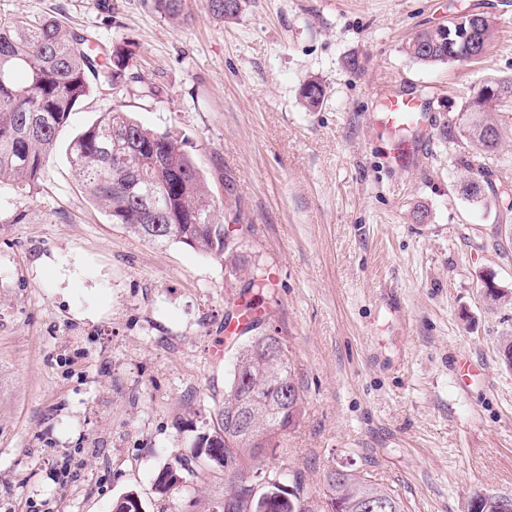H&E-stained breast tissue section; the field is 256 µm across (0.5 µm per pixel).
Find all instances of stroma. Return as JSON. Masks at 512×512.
<instances>
[{
  "instance_id": "obj_1",
  "label": "stroma",
  "mask_w": 512,
  "mask_h": 512,
  "mask_svg": "<svg viewBox=\"0 0 512 512\" xmlns=\"http://www.w3.org/2000/svg\"><path fill=\"white\" fill-rule=\"evenodd\" d=\"M112 5L0 0L2 24L55 17L134 52L130 80L78 105L38 183L0 186V512H112L131 489L143 512H183L154 480L223 402L239 299L287 339L305 394L273 466L316 495L328 470L360 472L407 512L512 493V222L493 189L462 193L460 159L479 149L459 127L486 79H512V0H245L226 20L185 0L181 24L152 0ZM462 12L493 21L482 58L406 54ZM311 80L324 88L313 111ZM388 89L437 117L406 171L368 121ZM116 104L182 140L238 214L246 267H277L268 288L135 236L82 189L68 144Z\"/></svg>"
}]
</instances>
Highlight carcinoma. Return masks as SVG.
Segmentation results:
<instances>
[{"label": "carcinoma", "instance_id": "1", "mask_svg": "<svg viewBox=\"0 0 512 512\" xmlns=\"http://www.w3.org/2000/svg\"><path fill=\"white\" fill-rule=\"evenodd\" d=\"M154 9L174 23L184 20V0H153ZM210 11L235 18L243 0H209ZM448 47V33L433 28L415 33L405 52L424 65L464 61ZM133 51L114 45L93 51L89 39L56 18L36 24H0V185L29 186L42 176L47 158L68 125L72 112L94 84L125 78ZM501 97H474L465 111L479 118L470 135L486 156L495 155L501 134L492 140L484 130L496 125L481 115L512 103V82L500 81ZM305 106L317 109L324 89L311 80L300 91ZM69 162L92 200L104 207L114 224L155 244L179 243L224 264L236 276L244 271L240 246L224 240V227L239 217L217 207L207 181L173 134L149 129L115 105L68 145ZM154 198L144 199L147 189ZM233 364L224 376V403L197 434L191 455L160 470L155 479L161 496L183 488L193 512H221L216 498L200 494L209 472H224L223 497L236 512H260L247 486L268 492L265 512H358L367 496L383 501L380 512H406L395 491L381 489L352 472L336 482V470L324 477L323 495H313L299 472L266 464L282 447L287 432L298 428L304 394L288 357L287 340L253 324L232 338ZM291 395H286V391ZM130 490L112 502V512H142Z\"/></svg>", "mask_w": 512, "mask_h": 512}]
</instances>
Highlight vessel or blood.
<instances>
[{
	"label": "vessel or blood",
	"mask_w": 512,
	"mask_h": 512,
	"mask_svg": "<svg viewBox=\"0 0 512 512\" xmlns=\"http://www.w3.org/2000/svg\"><path fill=\"white\" fill-rule=\"evenodd\" d=\"M383 111L372 113L370 124L387 144L386 161L405 170L416 163L425 146L421 130L423 113L417 112L413 97L388 90L381 95Z\"/></svg>",
	"instance_id": "1"
}]
</instances>
